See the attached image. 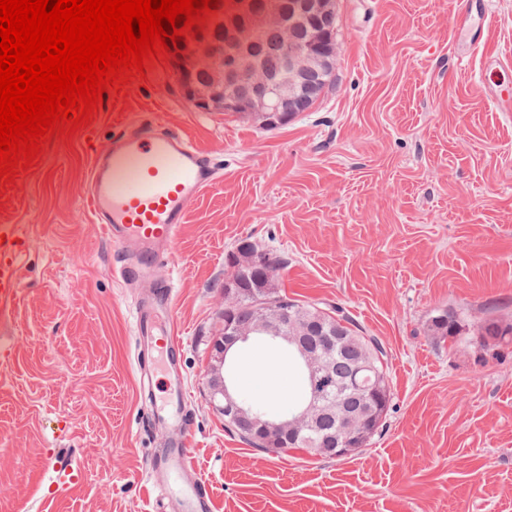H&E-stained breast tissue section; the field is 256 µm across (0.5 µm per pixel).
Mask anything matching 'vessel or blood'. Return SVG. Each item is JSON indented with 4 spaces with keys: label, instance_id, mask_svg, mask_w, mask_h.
Returning a JSON list of instances; mask_svg holds the SVG:
<instances>
[{
    "label": "vessel or blood",
    "instance_id": "1",
    "mask_svg": "<svg viewBox=\"0 0 512 512\" xmlns=\"http://www.w3.org/2000/svg\"><path fill=\"white\" fill-rule=\"evenodd\" d=\"M217 180L210 155L185 134L153 119L133 126L121 122L110 150L93 153L83 197L102 236L132 255L114 269V276L130 284L155 286L133 316L136 360L147 381L144 401L151 416L176 419L181 432L167 448L151 455L146 475L158 489L176 486L183 512H213L214 501L190 463L181 342L166 319L172 311L174 284L156 282L155 277L173 258L191 202ZM29 247L28 236L17 225H0L1 316L19 300Z\"/></svg>",
    "mask_w": 512,
    "mask_h": 512
}]
</instances>
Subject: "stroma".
I'll use <instances>...</instances> for the list:
<instances>
[{"mask_svg": "<svg viewBox=\"0 0 512 512\" xmlns=\"http://www.w3.org/2000/svg\"><path fill=\"white\" fill-rule=\"evenodd\" d=\"M456 0H339L336 71L315 107L262 128L185 98L168 54L108 90L84 130L43 142L0 179V220L31 240L22 298L0 319V512H181L145 476L168 431L141 395L135 289L80 206L92 150L117 122L158 114L221 167L189 208L166 273L182 341L192 462L214 512H512V342L483 352L427 325L452 308L512 323V112L487 96L512 67L456 52ZM284 257L289 298L341 308L388 356L391 406L343 459L243 442L208 398L238 243ZM240 384L288 394L278 351L239 353ZM77 479L49 495L47 460Z\"/></svg>", "mask_w": 512, "mask_h": 512, "instance_id": "35a3bbf8", "label": "stroma"}]
</instances>
